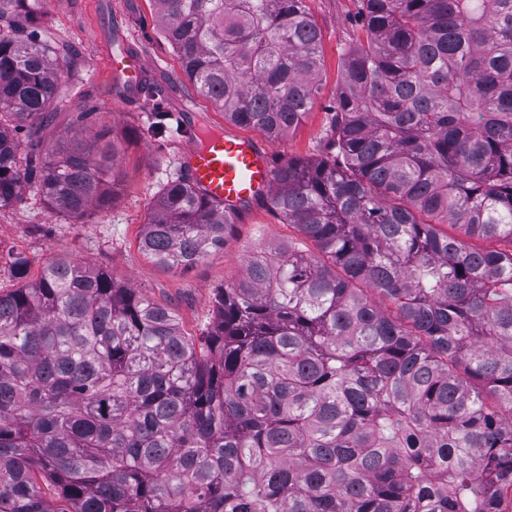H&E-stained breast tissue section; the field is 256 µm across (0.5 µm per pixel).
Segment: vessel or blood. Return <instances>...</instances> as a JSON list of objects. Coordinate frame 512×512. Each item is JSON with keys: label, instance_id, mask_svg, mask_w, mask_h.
Segmentation results:
<instances>
[{"label": "vessel or blood", "instance_id": "b4317fda", "mask_svg": "<svg viewBox=\"0 0 512 512\" xmlns=\"http://www.w3.org/2000/svg\"><path fill=\"white\" fill-rule=\"evenodd\" d=\"M107 77L130 90H138L145 76L141 56L127 52L110 56ZM185 145L180 160L192 182L226 208H238L268 194L272 187L271 154L260 142L233 132L202 137L197 124L181 127Z\"/></svg>", "mask_w": 512, "mask_h": 512}]
</instances>
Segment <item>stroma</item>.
Listing matches in <instances>:
<instances>
[{
  "mask_svg": "<svg viewBox=\"0 0 512 512\" xmlns=\"http://www.w3.org/2000/svg\"><path fill=\"white\" fill-rule=\"evenodd\" d=\"M305 7L321 33L319 88L299 128L268 141L276 160L329 155L342 57L363 35L359 0H305ZM33 27L52 44L71 48L68 62L80 71L82 91L89 93L84 99L81 91L72 92L69 110L53 113L40 130L45 143H53L69 127L74 113L84 110L91 113V130L105 127L118 138L145 126L149 113L145 99H121L102 71V59L124 45L144 55L157 96L181 101L212 125H223L221 110L197 95L185 78L176 51L159 30L152 0H40ZM183 146L180 132L173 128L159 138L145 134L124 142L117 158L120 180L112 205L90 210L84 218L49 214L31 189L23 202L0 208V290L18 286L5 262L10 253L27 255L34 278L49 261L77 260L105 269L116 283L136 288L172 309L186 335L200 336L214 320L216 289L240 278L247 250L287 241L295 230L255 206L239 216L235 235L224 248L188 270H168L147 258L138 247L139 232L163 182L178 168Z\"/></svg>",
  "mask_w": 512,
  "mask_h": 512,
  "instance_id": "obj_1",
  "label": "stroma"
}]
</instances>
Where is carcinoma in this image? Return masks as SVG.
I'll return each mask as SVG.
<instances>
[{"label": "carcinoma", "mask_w": 512, "mask_h": 512, "mask_svg": "<svg viewBox=\"0 0 512 512\" xmlns=\"http://www.w3.org/2000/svg\"><path fill=\"white\" fill-rule=\"evenodd\" d=\"M28 2L0 0V207L34 189L82 217L112 204L119 146L37 135L80 75ZM153 2L225 120L298 128L320 72L305 0ZM360 2L333 156L278 162L256 199L299 237L249 252L198 339L104 269L30 281L11 256L0 512H512V0ZM146 89L154 131L172 112ZM237 214L181 171L139 249L191 267Z\"/></svg>", "instance_id": "obj_1"}]
</instances>
